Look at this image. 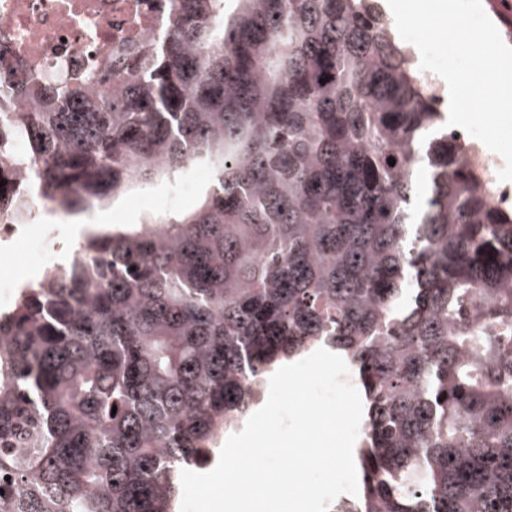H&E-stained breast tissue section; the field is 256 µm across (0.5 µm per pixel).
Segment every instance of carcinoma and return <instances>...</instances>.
<instances>
[{
  "instance_id": "1",
  "label": "carcinoma",
  "mask_w": 512,
  "mask_h": 512,
  "mask_svg": "<svg viewBox=\"0 0 512 512\" xmlns=\"http://www.w3.org/2000/svg\"><path fill=\"white\" fill-rule=\"evenodd\" d=\"M181 12L114 94L55 77L14 113L66 212L211 184L0 312V512H175L252 385L320 345L365 397L336 512H512V210L483 153L370 0Z\"/></svg>"
}]
</instances>
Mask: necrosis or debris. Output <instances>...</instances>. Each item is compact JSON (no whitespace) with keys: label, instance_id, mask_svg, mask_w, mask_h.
Instances as JSON below:
<instances>
[{"label":"necrosis or debris","instance_id":"obj_1","mask_svg":"<svg viewBox=\"0 0 512 512\" xmlns=\"http://www.w3.org/2000/svg\"><path fill=\"white\" fill-rule=\"evenodd\" d=\"M179 0H0V134L28 98L33 80L57 70L100 77L119 88L139 63L158 54L179 18ZM33 169L0 158V239L25 232L8 222L15 202L39 219L50 202L31 192Z\"/></svg>","mask_w":512,"mask_h":512}]
</instances>
